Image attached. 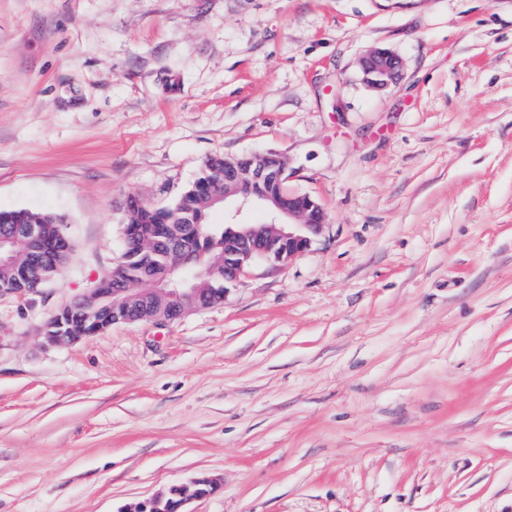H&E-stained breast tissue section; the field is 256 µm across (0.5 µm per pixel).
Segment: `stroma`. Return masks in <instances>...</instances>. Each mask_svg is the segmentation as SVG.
<instances>
[{"instance_id": "1", "label": "stroma", "mask_w": 512, "mask_h": 512, "mask_svg": "<svg viewBox=\"0 0 512 512\" xmlns=\"http://www.w3.org/2000/svg\"><path fill=\"white\" fill-rule=\"evenodd\" d=\"M387 48L395 83L360 62ZM272 150L323 230L222 303L45 346L121 203ZM61 215L0 295V512H512V0H0V210ZM401 68L400 58L389 49L377 48L362 61L365 80L375 87H386L394 82ZM219 487L213 478L198 477L190 481L174 485L125 512H188L185 508L194 499L208 496Z\"/></svg>"}]
</instances>
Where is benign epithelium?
Segmentation results:
<instances>
[{
    "mask_svg": "<svg viewBox=\"0 0 512 512\" xmlns=\"http://www.w3.org/2000/svg\"><path fill=\"white\" fill-rule=\"evenodd\" d=\"M400 68V58L385 48L373 50L362 61L365 80L375 87L394 82ZM286 171V161L272 151L253 152L240 156L236 163H224V179L210 187L209 205L233 207L238 212L247 206L261 207L272 219L265 224L224 225L223 251L216 259L205 258L201 213L186 224L123 225L122 261L96 288L59 308L43 324L44 344L58 346L86 337L65 322L64 314L71 308L96 328L138 321L168 323L217 303L210 293L211 281H223L227 290L255 261L284 265L304 252L320 233L325 214L306 194L281 196L279 187L287 180ZM70 251V241L62 232L50 236L33 224L0 231V266L17 272L19 281L31 280L43 262ZM218 487L213 478H194L126 512H187L192 500Z\"/></svg>",
    "mask_w": 512,
    "mask_h": 512,
    "instance_id": "obj_1",
    "label": "benign epithelium"
}]
</instances>
